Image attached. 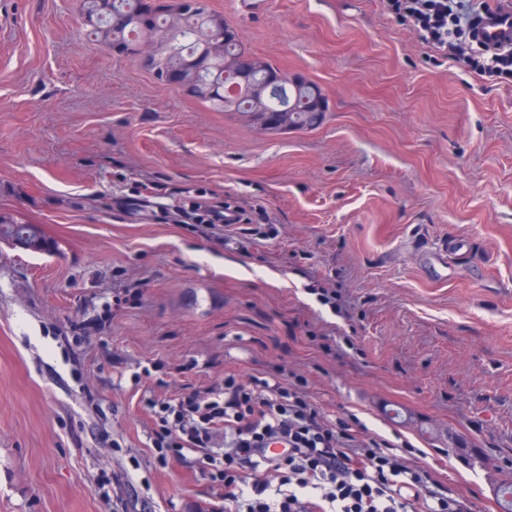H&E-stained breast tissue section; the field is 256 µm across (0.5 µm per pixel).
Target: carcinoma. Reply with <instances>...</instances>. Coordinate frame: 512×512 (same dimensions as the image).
I'll use <instances>...</instances> for the list:
<instances>
[{
    "label": "carcinoma",
    "mask_w": 512,
    "mask_h": 512,
    "mask_svg": "<svg viewBox=\"0 0 512 512\" xmlns=\"http://www.w3.org/2000/svg\"><path fill=\"white\" fill-rule=\"evenodd\" d=\"M95 41L123 52L142 44L156 53L147 67L155 76L176 70L181 88L218 112H233L261 124L275 117V132L304 129L319 116L311 103L325 100L319 85L292 81L268 60L249 52L224 17L208 9L181 7L179 0L160 6L143 19L144 0H80ZM224 30V53H211L218 30Z\"/></svg>",
    "instance_id": "1"
}]
</instances>
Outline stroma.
<instances>
[{"mask_svg": "<svg viewBox=\"0 0 512 512\" xmlns=\"http://www.w3.org/2000/svg\"><path fill=\"white\" fill-rule=\"evenodd\" d=\"M318 84L264 131L93 41L78 0H0V512H219L210 449L149 401L281 369L471 512L512 484V82L430 58L383 0H206ZM249 223L204 235L188 211ZM457 239L444 277L422 254Z\"/></svg>", "mask_w": 512, "mask_h": 512, "instance_id": "35a3bbf8", "label": "stroma"}]
</instances>
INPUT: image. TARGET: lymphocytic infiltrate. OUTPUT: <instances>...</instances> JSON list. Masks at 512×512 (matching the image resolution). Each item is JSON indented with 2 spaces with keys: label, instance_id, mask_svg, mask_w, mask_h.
I'll return each instance as SVG.
<instances>
[{
  "label": "lymphocytic infiltrate",
  "instance_id": "1",
  "mask_svg": "<svg viewBox=\"0 0 512 512\" xmlns=\"http://www.w3.org/2000/svg\"><path fill=\"white\" fill-rule=\"evenodd\" d=\"M396 20L454 63L494 81L512 76V45L473 37L481 0H388ZM155 445L210 448L223 437L224 512H466L445 491H425L423 471L384 439L330 421L297 388L262 377L224 379L217 396L195 391L159 406ZM284 442L267 455L266 443Z\"/></svg>",
  "mask_w": 512,
  "mask_h": 512
}]
</instances>
